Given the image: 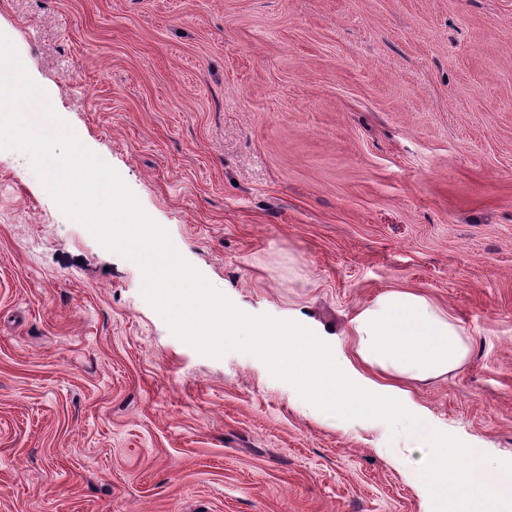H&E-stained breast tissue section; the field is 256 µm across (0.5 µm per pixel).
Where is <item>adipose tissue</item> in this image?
Segmentation results:
<instances>
[{"mask_svg":"<svg viewBox=\"0 0 512 512\" xmlns=\"http://www.w3.org/2000/svg\"><path fill=\"white\" fill-rule=\"evenodd\" d=\"M130 247L148 270H164L178 281V288L154 291L176 324L200 315L223 322L225 336L273 359L302 393L337 417L413 423L424 451L418 487L434 512H512V459L499 461L496 477L488 478L476 451L450 444L447 434L431 429L417 405L402 396L401 384L458 370L470 353L464 329L426 295L391 288L360 307L350 320L353 353L348 356L305 324H261L226 312L219 297L200 301L195 277L179 267L151 225H137Z\"/></svg>","mask_w":512,"mask_h":512,"instance_id":"adipose-tissue-1","label":"adipose tissue"}]
</instances>
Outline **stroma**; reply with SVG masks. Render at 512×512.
I'll return each instance as SVG.
<instances>
[{
	"label": "stroma",
	"instance_id": "stroma-1",
	"mask_svg": "<svg viewBox=\"0 0 512 512\" xmlns=\"http://www.w3.org/2000/svg\"><path fill=\"white\" fill-rule=\"evenodd\" d=\"M83 147L241 312L347 331L390 288L470 338L409 384L512 456V0H0ZM136 260L0 149V512H429L409 424L171 331Z\"/></svg>",
	"mask_w": 512,
	"mask_h": 512
}]
</instances>
